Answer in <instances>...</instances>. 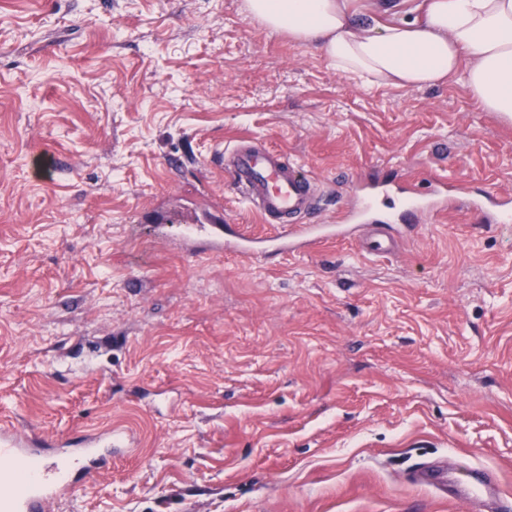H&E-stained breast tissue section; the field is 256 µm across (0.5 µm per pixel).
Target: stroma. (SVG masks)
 I'll list each match as a JSON object with an SVG mask.
<instances>
[{"instance_id":"stroma-1","label":"stroma","mask_w":512,"mask_h":512,"mask_svg":"<svg viewBox=\"0 0 512 512\" xmlns=\"http://www.w3.org/2000/svg\"><path fill=\"white\" fill-rule=\"evenodd\" d=\"M242 0H0V427L131 442L55 512H473L512 498V227L430 218L395 254L332 238L181 252L205 213L274 234L215 150L257 140L325 190L512 191V126L456 76L368 88ZM468 479L460 480L457 469L448 467L446 463L423 464L416 473L417 484L434 489L437 492L448 495L451 492L458 500L469 502L477 493L489 498L494 506L493 511L512 509V505L503 508L501 492L493 473L484 468H469Z\"/></svg>"}]
</instances>
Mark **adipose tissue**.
<instances>
[{
    "label": "adipose tissue",
    "instance_id": "ef3b65f1",
    "mask_svg": "<svg viewBox=\"0 0 512 512\" xmlns=\"http://www.w3.org/2000/svg\"><path fill=\"white\" fill-rule=\"evenodd\" d=\"M242 8L363 85L426 88L460 73L485 111L512 115V0H427L423 20L361 28L349 0H243Z\"/></svg>",
    "mask_w": 512,
    "mask_h": 512
}]
</instances>
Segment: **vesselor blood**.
I'll list each match as a JSON object with an SVG mask.
<instances>
[{
    "label": "vessel or blood",
    "instance_id": "b4317fda",
    "mask_svg": "<svg viewBox=\"0 0 512 512\" xmlns=\"http://www.w3.org/2000/svg\"><path fill=\"white\" fill-rule=\"evenodd\" d=\"M220 157L236 191L250 207L266 223L282 225L286 245L313 249L325 242V225L311 221L321 210L324 192L313 178L287 162L280 151L242 141L221 151ZM362 190V195L342 211L339 221L366 225L360 245L374 256L392 254L397 248L389 224L375 217L379 200L390 195L396 196L402 216L414 224L431 216L447 215L460 204L482 222H512V195L508 193L465 200L461 197V186L447 183L435 185L425 194L411 184L366 183ZM185 230L187 239L203 241L210 251L226 250L247 257L262 252L255 240L244 238L219 220L189 224ZM113 445L108 434L52 442L13 428L1 430L0 512H49L54 504L67 500L75 491L76 478L60 473L65 459H80L78 478L89 479L110 466ZM415 481L443 494L452 493L465 503L480 493L492 501L496 512L503 508L495 477L484 468L469 469L468 478L463 481L456 468L444 463L425 464L418 468Z\"/></svg>",
    "mask_w": 512,
    "mask_h": 512
}]
</instances>
